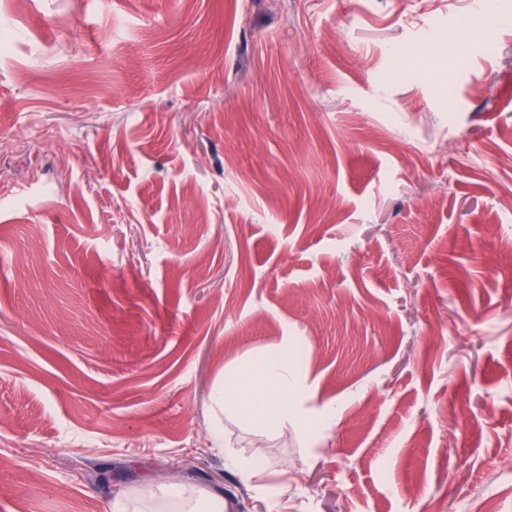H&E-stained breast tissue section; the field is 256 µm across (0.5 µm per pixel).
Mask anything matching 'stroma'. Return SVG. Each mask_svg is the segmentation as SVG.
Masks as SVG:
<instances>
[{
	"mask_svg": "<svg viewBox=\"0 0 512 512\" xmlns=\"http://www.w3.org/2000/svg\"><path fill=\"white\" fill-rule=\"evenodd\" d=\"M472 11L0 0V512H512V29L443 47ZM285 345L335 424L216 416ZM167 499L173 504L171 512H223L226 510L223 496L203 490L188 492L178 484L168 486Z\"/></svg>",
	"mask_w": 512,
	"mask_h": 512,
	"instance_id": "1",
	"label": "stroma"
}]
</instances>
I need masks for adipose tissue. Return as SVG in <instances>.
Masks as SVG:
<instances>
[{
	"label": "adipose tissue",
	"instance_id": "obj_1",
	"mask_svg": "<svg viewBox=\"0 0 512 512\" xmlns=\"http://www.w3.org/2000/svg\"><path fill=\"white\" fill-rule=\"evenodd\" d=\"M310 395L307 377L301 375L288 349L267 351L255 357L224 385L217 388L211 402L233 414L246 428L277 434L287 427L307 430L309 416L302 404ZM172 512H224L223 496L187 491L181 485L167 488Z\"/></svg>",
	"mask_w": 512,
	"mask_h": 512
}]
</instances>
